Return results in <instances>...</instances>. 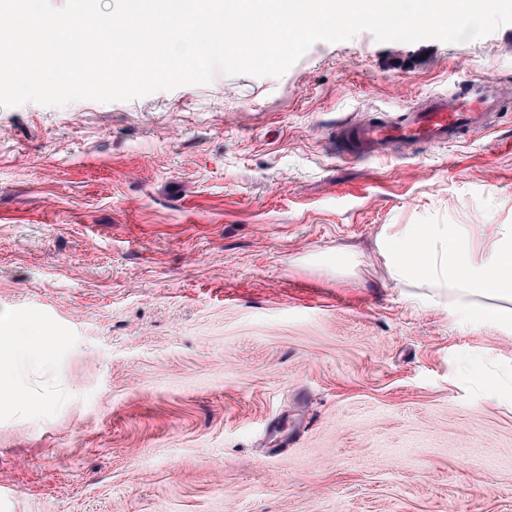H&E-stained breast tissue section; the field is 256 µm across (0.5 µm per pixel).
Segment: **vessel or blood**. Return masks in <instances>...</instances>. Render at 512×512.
Instances as JSON below:
<instances>
[{
	"label": "vessel or blood",
	"mask_w": 512,
	"mask_h": 512,
	"mask_svg": "<svg viewBox=\"0 0 512 512\" xmlns=\"http://www.w3.org/2000/svg\"><path fill=\"white\" fill-rule=\"evenodd\" d=\"M506 97L497 81L471 78L395 117L379 115L347 124L342 131L343 141L353 157H372L400 143L450 145L472 131L490 128Z\"/></svg>",
	"instance_id": "obj_1"
}]
</instances>
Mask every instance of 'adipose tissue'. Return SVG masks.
<instances>
[{"instance_id": "ef3b65f1", "label": "adipose tissue", "mask_w": 512, "mask_h": 512, "mask_svg": "<svg viewBox=\"0 0 512 512\" xmlns=\"http://www.w3.org/2000/svg\"><path fill=\"white\" fill-rule=\"evenodd\" d=\"M378 245L395 287L433 289L450 310L456 295L465 294L472 299L465 310L472 321L512 330V224L486 225L478 240L467 224H390ZM60 344L51 326L0 314V409L47 411L17 371L47 365Z\"/></svg>"}]
</instances>
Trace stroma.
I'll list each match as a JSON object with an SVG mask.
<instances>
[{"label":"stroma","instance_id":"obj_1","mask_svg":"<svg viewBox=\"0 0 512 512\" xmlns=\"http://www.w3.org/2000/svg\"><path fill=\"white\" fill-rule=\"evenodd\" d=\"M481 76L512 89V23L0 108V313L64 339L22 376L52 412L0 411V512H512V332L402 293L376 248L512 224V100L460 144L337 151Z\"/></svg>","mask_w":512,"mask_h":512}]
</instances>
